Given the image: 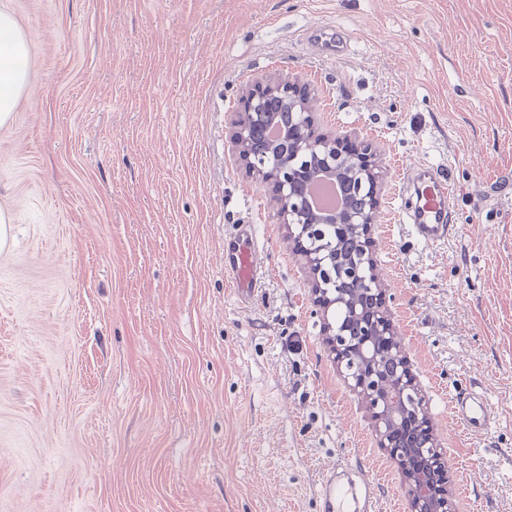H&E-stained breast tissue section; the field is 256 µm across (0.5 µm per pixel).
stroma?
Returning <instances> with one entry per match:
<instances>
[{
    "instance_id": "35a3bbf8",
    "label": "stroma",
    "mask_w": 512,
    "mask_h": 512,
    "mask_svg": "<svg viewBox=\"0 0 512 512\" xmlns=\"http://www.w3.org/2000/svg\"><path fill=\"white\" fill-rule=\"evenodd\" d=\"M32 47L0 127V512H322L324 473L408 487L325 344L279 203L232 149L239 98L293 72L386 167L375 256L446 448L455 512H512V0H0ZM438 169L446 244L399 208ZM259 227L250 303L224 236ZM485 392L459 432L448 392ZM448 407L457 425L468 434L486 433L495 419L489 401L470 389L451 393Z\"/></svg>"
}]
</instances>
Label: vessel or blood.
I'll list each match as a JSON object with an SVG mask.
<instances>
[{"mask_svg": "<svg viewBox=\"0 0 512 512\" xmlns=\"http://www.w3.org/2000/svg\"><path fill=\"white\" fill-rule=\"evenodd\" d=\"M404 179L417 181L418 206L408 216L416 236L426 244H442L448 238L450 217L454 205L451 184L436 176L420 180L417 170L405 169ZM262 270L257 244V227L253 224L236 225L224 239V271L232 288L241 298L253 294ZM448 407L457 425L466 433L487 432L494 419L489 401L480 394L462 389L451 393ZM374 483L363 480L361 488H353L343 480L342 467L330 468L323 476L319 497L323 512H349L350 504H357L360 512H375Z\"/></svg>", "mask_w": 512, "mask_h": 512, "instance_id": "vessel-or-blood-1", "label": "vessel or blood"}]
</instances>
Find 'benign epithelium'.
Listing matches in <instances>:
<instances>
[{"mask_svg": "<svg viewBox=\"0 0 512 512\" xmlns=\"http://www.w3.org/2000/svg\"><path fill=\"white\" fill-rule=\"evenodd\" d=\"M272 98L280 107L299 112L300 119L280 131L269 154L260 157L252 150V130ZM313 102L314 89L297 75L255 80L239 101L233 150L244 176L268 188L282 203L279 223L287 225L296 255L309 270L315 312L324 321L330 352L340 366L346 355L357 357L359 371L346 373V379L371 413L378 446L408 485L410 512H453L446 451L434 435L428 401L401 351L388 289L375 258L373 228L382 215L383 162L358 132L320 130ZM322 175L337 181L342 196H359L361 206L315 209L298 186ZM342 236L356 240L367 267L343 249ZM380 337L395 353L388 373L378 368ZM404 433L415 436L418 447H401Z\"/></svg>", "mask_w": 512, "mask_h": 512, "instance_id": "7a95c632", "label": "benign epithelium"}]
</instances>
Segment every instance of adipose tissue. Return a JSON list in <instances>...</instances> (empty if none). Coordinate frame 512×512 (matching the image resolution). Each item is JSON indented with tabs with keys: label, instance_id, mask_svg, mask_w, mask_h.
I'll return each mask as SVG.
<instances>
[{
	"label": "adipose tissue",
	"instance_id": "obj_1",
	"mask_svg": "<svg viewBox=\"0 0 512 512\" xmlns=\"http://www.w3.org/2000/svg\"><path fill=\"white\" fill-rule=\"evenodd\" d=\"M31 51L14 15L0 9V126L12 117L27 87Z\"/></svg>",
	"mask_w": 512,
	"mask_h": 512
}]
</instances>
